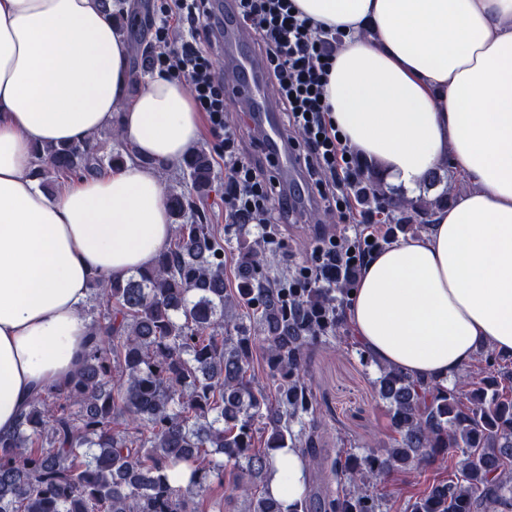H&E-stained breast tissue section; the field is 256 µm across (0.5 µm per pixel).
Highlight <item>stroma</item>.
<instances>
[{
    "label": "stroma",
    "mask_w": 512,
    "mask_h": 512,
    "mask_svg": "<svg viewBox=\"0 0 512 512\" xmlns=\"http://www.w3.org/2000/svg\"><path fill=\"white\" fill-rule=\"evenodd\" d=\"M209 223L224 239V274L227 282L236 280L237 250L242 240L256 238L254 226L240 227L224 221V205L218 194H210L202 204ZM332 218L314 203H305L302 218L287 224L283 232L287 248L267 246L262 272L269 279L286 276L290 266L301 262L309 242L318 231H334ZM306 367L318 401L319 432L328 451L349 448L359 455L373 446L388 442L392 435L387 404L375 388L378 366L370 355L361 352L343 328L339 339L312 347ZM443 466H432L423 472L390 473L378 481L374 492L383 512H406L420 493L425 480L447 477Z\"/></svg>",
    "instance_id": "stroma-1"
}]
</instances>
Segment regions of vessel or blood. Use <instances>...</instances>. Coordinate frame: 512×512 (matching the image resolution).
Masks as SVG:
<instances>
[{
  "label": "vessel or blood",
  "instance_id": "1",
  "mask_svg": "<svg viewBox=\"0 0 512 512\" xmlns=\"http://www.w3.org/2000/svg\"><path fill=\"white\" fill-rule=\"evenodd\" d=\"M251 42V36L227 28L226 56L236 100L244 111L256 114L264 152L276 161L282 173L293 177L298 165L282 138L276 97L262 76L261 62L253 55Z\"/></svg>",
  "mask_w": 512,
  "mask_h": 512
}]
</instances>
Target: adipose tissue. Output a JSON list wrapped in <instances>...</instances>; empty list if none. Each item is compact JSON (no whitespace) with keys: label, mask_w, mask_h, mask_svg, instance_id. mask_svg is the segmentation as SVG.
Wrapping results in <instances>:
<instances>
[{"label":"adipose tissue","mask_w":512,"mask_h":512,"mask_svg":"<svg viewBox=\"0 0 512 512\" xmlns=\"http://www.w3.org/2000/svg\"><path fill=\"white\" fill-rule=\"evenodd\" d=\"M345 33L329 72L337 127L389 185L416 190L452 162L466 192L427 235L364 267L347 311L383 365L452 379L478 348L512 356V0H295ZM128 46L99 0H0V432L36 389L66 384L85 351L97 276L153 265L172 219L164 168L199 140L187 85L129 94ZM120 120L153 167L128 162L43 191L34 152ZM308 469L275 452L267 484L290 507Z\"/></svg>","instance_id":"adipose-tissue-1"}]
</instances>
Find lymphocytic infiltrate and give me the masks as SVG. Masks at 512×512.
<instances>
[{"label":"lymphocytic infiltrate","instance_id":"f902f5d3","mask_svg":"<svg viewBox=\"0 0 512 512\" xmlns=\"http://www.w3.org/2000/svg\"><path fill=\"white\" fill-rule=\"evenodd\" d=\"M235 26L250 32L275 87L283 134L301 163L309 197L336 220L334 233H319L306 264L278 288H332L340 277L359 273L388 242L376 229L378 208L362 187L358 153L336 126L326 102V85L343 37L323 30L296 9L293 0H235ZM156 51L151 72L184 80L197 111L215 139L217 164L224 167V221L254 225L259 239H275L285 218L297 210L296 198L270 174L274 161L260 166L241 145L242 125L229 121L232 92L215 73V42L224 23L212 0H162L148 19Z\"/></svg>","mask_w":512,"mask_h":512}]
</instances>
